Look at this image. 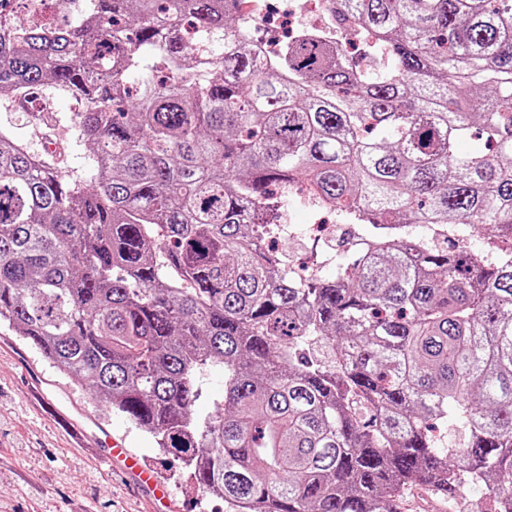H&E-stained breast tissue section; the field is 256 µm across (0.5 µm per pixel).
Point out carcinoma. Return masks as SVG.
I'll return each mask as SVG.
<instances>
[{"instance_id": "1", "label": "carcinoma", "mask_w": 512, "mask_h": 512, "mask_svg": "<svg viewBox=\"0 0 512 512\" xmlns=\"http://www.w3.org/2000/svg\"><path fill=\"white\" fill-rule=\"evenodd\" d=\"M239 0L0 17V93L79 100L96 177L0 132V325L233 512L512 506V0H330L263 55ZM475 131L483 149L457 154ZM370 243L331 278L274 250L288 192ZM378 224H452L483 258ZM224 398L195 410L204 372ZM459 433L449 447L438 426ZM443 503H441L431 492L424 488H412L406 495L402 505L401 512H448Z\"/></svg>"}]
</instances>
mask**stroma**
<instances>
[{"label": "stroma", "instance_id": "1", "mask_svg": "<svg viewBox=\"0 0 512 512\" xmlns=\"http://www.w3.org/2000/svg\"><path fill=\"white\" fill-rule=\"evenodd\" d=\"M26 105L0 100V132L45 156L70 179L91 181L93 165L77 127L80 107L44 86ZM0 512H226L203 493L184 465L168 461L151 435L112 413L90 388L58 373L41 355L0 326ZM66 409L91 426L127 436L134 452L173 491L158 507L152 494L121 464H107L99 448H83L58 424Z\"/></svg>", "mask_w": 512, "mask_h": 512}]
</instances>
